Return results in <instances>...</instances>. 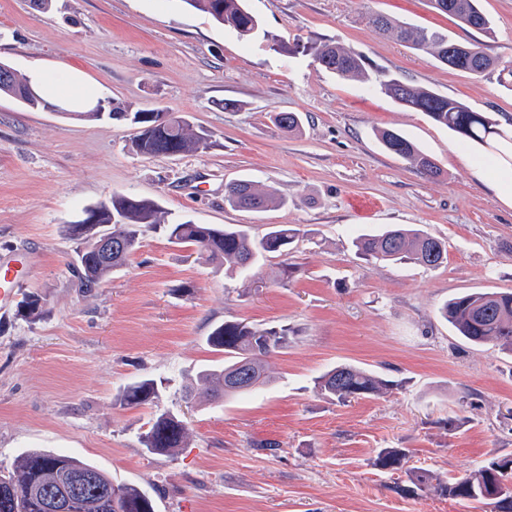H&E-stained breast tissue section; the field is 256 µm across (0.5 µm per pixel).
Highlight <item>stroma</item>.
<instances>
[{"mask_svg":"<svg viewBox=\"0 0 512 512\" xmlns=\"http://www.w3.org/2000/svg\"><path fill=\"white\" fill-rule=\"evenodd\" d=\"M491 34L459 29L425 0H248L262 33L242 39L183 0H0V61L19 75L37 66L81 77L96 97L128 111L160 110L207 130L208 150L146 158L136 129L31 110L0 95V266L17 281L0 303V470L44 449L90 461L133 483L155 512H493L432 491L405 495L406 472L450 480L512 455V354L463 342L440 316L454 295L512 291V203L493 190L501 171L424 113L343 80L316 61L333 41L369 68L492 113L512 129V91L460 73L377 34L368 15L445 29L512 60V0H482ZM286 44L272 50L265 34ZM235 108H225V101ZM296 112L300 131L273 117ZM394 129L437 162L431 179L387 152ZM272 186L286 207L234 210L224 187ZM122 193L157 201L169 218L304 229L288 255L225 276L195 247L160 232L139 236L125 264L92 292L77 286L65 227L84 208ZM391 225L442 238L439 268L361 259L352 240ZM45 313L22 316L25 295ZM293 330L268 360L272 381L209 401L199 371L222 365L206 343L214 324ZM377 372L391 387L342 404L315 380L339 364ZM163 380L160 397L122 405L132 379ZM186 423L176 455L142 438L158 415ZM463 420L456 431L445 422ZM405 448V468L383 470L380 449Z\"/></svg>","mask_w":512,"mask_h":512,"instance_id":"obj_1","label":"stroma"}]
</instances>
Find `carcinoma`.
I'll return each mask as SVG.
<instances>
[{
  "mask_svg": "<svg viewBox=\"0 0 512 512\" xmlns=\"http://www.w3.org/2000/svg\"><path fill=\"white\" fill-rule=\"evenodd\" d=\"M190 8L230 27L242 38L251 37L260 21L246 0H183ZM429 6L453 18L464 30L487 33L492 21L480 0H429ZM368 24L382 35H391L413 49L433 56L441 64L463 73L496 77L497 83L512 90V61L503 62L490 56L478 41L469 42L458 51L460 42L448 33L414 26L377 14L367 17ZM317 61L341 79L363 81L379 88L395 103L427 114L436 123L458 134L463 140L487 149L507 137L497 121L475 112L466 104L439 94L431 88L412 84L387 74L372 76L362 57L353 50L328 41L313 47ZM30 80L12 74L0 80V94H5L30 109L46 105L42 97L29 95ZM105 110L114 117H131L139 132L133 150L144 157L202 152L212 145L207 131L195 128L181 116L165 112H126L114 100ZM377 138L390 153L403 159L421 174L434 178L440 168L415 141L392 129L377 132ZM228 206L258 210L268 206L284 207L288 201L256 182L243 179L225 187ZM99 218L94 224H69L68 239L79 249L73 271L79 287L90 291L102 279L125 263L142 229L164 232L177 244L195 246L213 261L232 270L245 272L268 254H288L289 246L301 230L293 225L272 224L260 237L249 230L226 225L195 224L191 221L170 222L166 212L154 200L126 194H114L98 204ZM112 240V251L100 252L99 243ZM356 246L360 253L376 261L415 264L437 268L448 258L446 242L429 232L408 225H394L376 234H363ZM442 318L472 345L493 344L512 352V292L474 291L450 298L441 308ZM288 326L260 327L244 321H226L213 328L208 344L224 351V365L208 368L201 375L211 400L247 394L270 382L267 358L290 343ZM318 387L325 396L339 403L367 395L380 394L390 388L388 381L376 373L353 365H338L319 377ZM158 397L153 379H134L122 394L130 406L148 404ZM188 429L170 413L157 416L143 439L152 453L173 455L184 447ZM408 457L405 448H383L375 459L381 469H397ZM74 470L93 473L92 482L81 488L77 512H154L152 499L134 484L118 483L89 461L62 453L30 450L21 454L10 470L0 474V512H43L38 499L30 496L33 486L44 483L54 474ZM410 483L418 490L432 487L454 499L492 501L497 512H512V457L497 456L486 460L470 472L444 482L426 470L408 472Z\"/></svg>",
  "mask_w": 512,
  "mask_h": 512,
  "instance_id": "1",
  "label": "carcinoma"
}]
</instances>
